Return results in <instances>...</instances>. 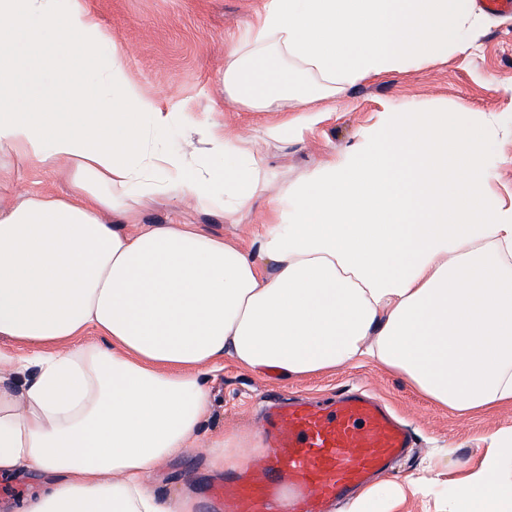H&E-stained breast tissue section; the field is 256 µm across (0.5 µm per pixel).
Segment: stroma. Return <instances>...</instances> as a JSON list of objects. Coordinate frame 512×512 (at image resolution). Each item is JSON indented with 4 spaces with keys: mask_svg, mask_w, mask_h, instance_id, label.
Masks as SVG:
<instances>
[{
    "mask_svg": "<svg viewBox=\"0 0 512 512\" xmlns=\"http://www.w3.org/2000/svg\"><path fill=\"white\" fill-rule=\"evenodd\" d=\"M125 50L129 74L141 88L170 102H190L198 115L224 124L232 133L258 135L280 112L294 108L281 101L273 112H244L224 93V53L252 21L263 0H85ZM463 53L433 59L423 67L408 66L374 80L358 82L337 97L326 120L299 140L270 141L263 154L273 175L269 191L277 193L320 166L335 152L353 144L357 132L374 122L377 112L393 105L419 109L448 106L492 121L496 132L487 151L490 187L504 204L512 203V17L484 15L468 36ZM30 192L67 196L64 172L26 167L0 184V203L11 204ZM268 199L255 200L249 212L228 217L192 204L160 198L139 208L137 223L190 224L245 248H256ZM210 412L180 456L155 466L149 485L160 494L188 491L200 499V512H222L211 496L225 474L213 470L211 447L231 433H256L263 420L260 400L270 392L301 390L329 396L363 388L384 399L424 441L404 461L386 472L389 480L426 477L430 495H411L395 512H445L448 476L434 470L436 457L454 450L460 461L475 459L484 440L512 428V404L466 416L433 405L407 386L399 375L375 364L340 369L315 377L284 378L248 372L232 361L209 374Z\"/></svg>",
    "mask_w": 512,
    "mask_h": 512,
    "instance_id": "1",
    "label": "stroma"
}]
</instances>
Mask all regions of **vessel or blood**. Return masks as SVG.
Masks as SVG:
<instances>
[{
  "label": "vessel or blood",
  "mask_w": 512,
  "mask_h": 512,
  "mask_svg": "<svg viewBox=\"0 0 512 512\" xmlns=\"http://www.w3.org/2000/svg\"><path fill=\"white\" fill-rule=\"evenodd\" d=\"M261 411L266 463L214 490L225 512H328L415 445L411 429L362 389L331 400L271 396Z\"/></svg>",
  "instance_id": "1"
}]
</instances>
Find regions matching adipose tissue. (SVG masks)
Masks as SVG:
<instances>
[{
	"mask_svg": "<svg viewBox=\"0 0 512 512\" xmlns=\"http://www.w3.org/2000/svg\"><path fill=\"white\" fill-rule=\"evenodd\" d=\"M474 0H264L224 60L242 109L299 108L264 138L298 139L349 85L467 49ZM61 63L53 96L25 81L28 53ZM76 106L58 111L59 99ZM191 124L215 156L199 172L163 141ZM479 118L389 107L270 198L257 250L187 224L138 232L145 199L235 216L271 183L258 141L143 91L84 0H0V159L65 165L71 193L0 209V475L36 490L22 512H198L146 475L176 457L210 409L225 359L288 377L374 363L458 415L512 402V206L487 187ZM448 512L512 506V430L479 461L452 452ZM422 481L362 488L349 512H390Z\"/></svg>",
	"mask_w": 512,
	"mask_h": 512,
	"instance_id": "1",
	"label": "adipose tissue"
}]
</instances>
